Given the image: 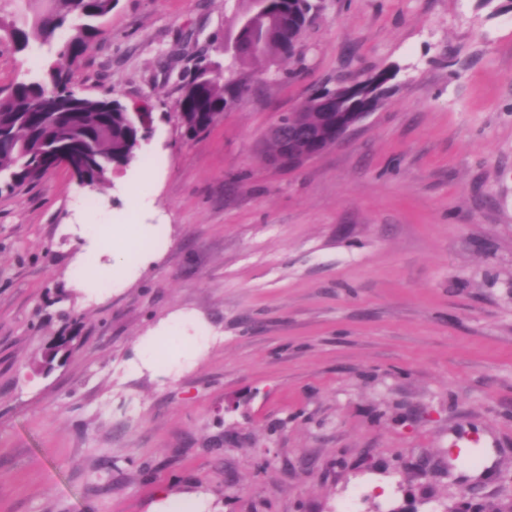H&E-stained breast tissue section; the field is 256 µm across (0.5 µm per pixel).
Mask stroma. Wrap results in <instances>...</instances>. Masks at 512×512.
I'll return each mask as SVG.
<instances>
[{
    "mask_svg": "<svg viewBox=\"0 0 512 512\" xmlns=\"http://www.w3.org/2000/svg\"><path fill=\"white\" fill-rule=\"evenodd\" d=\"M320 3L301 61L238 65L250 92L193 137L176 103L236 0H117L70 65L153 130L96 190L59 166L0 191V512L512 505V0ZM67 38L0 50V96ZM389 66L342 142L269 161L312 89ZM130 222L150 261L82 286L86 225Z\"/></svg>",
    "mask_w": 512,
    "mask_h": 512,
    "instance_id": "obj_1",
    "label": "stroma"
}]
</instances>
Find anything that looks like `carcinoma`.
I'll list each match as a JSON object with an SVG mask.
<instances>
[{"instance_id":"cac0c4a2","label":"carcinoma","mask_w":512,"mask_h":512,"mask_svg":"<svg viewBox=\"0 0 512 512\" xmlns=\"http://www.w3.org/2000/svg\"><path fill=\"white\" fill-rule=\"evenodd\" d=\"M114 0H0V45L15 51L25 50L31 35L43 42L52 40L64 27L70 36L60 56L77 61L103 35L100 21L112 13ZM319 12L314 0H250L243 17H253L252 25L237 32L231 63L227 70L236 73V64L249 62L262 66L272 56L292 59L283 52L285 40L301 36L305 23ZM230 89L221 78L199 84L191 80L177 103L184 113L191 135L196 136L210 125L213 112H222ZM288 121L317 126L320 114L302 108L288 114ZM0 183L8 188L19 184L29 168L37 164L27 144L32 133L39 131L50 139L53 149H64L79 159V172L103 183L112 160L129 162L134 158L133 142L139 131L129 109L112 105L109 99H93L70 87L68 72L58 63L48 65L46 74L17 83L6 97H0ZM94 144L91 157L83 152L85 142ZM73 337L61 336L42 357L46 365L69 354Z\"/></svg>"}]
</instances>
